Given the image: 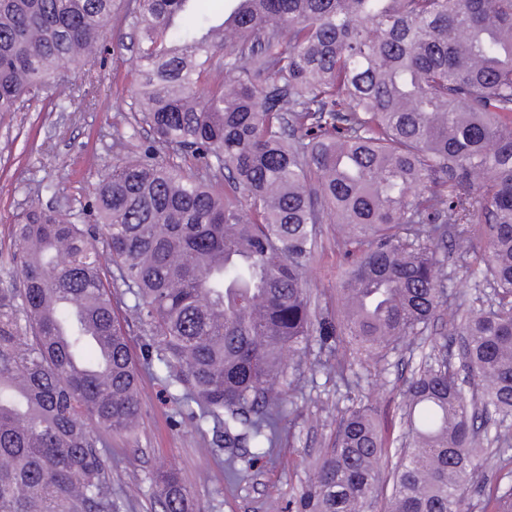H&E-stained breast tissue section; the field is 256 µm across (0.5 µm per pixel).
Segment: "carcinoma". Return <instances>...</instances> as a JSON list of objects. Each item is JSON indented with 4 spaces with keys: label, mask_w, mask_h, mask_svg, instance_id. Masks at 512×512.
I'll list each match as a JSON object with an SVG mask.
<instances>
[{
    "label": "carcinoma",
    "mask_w": 512,
    "mask_h": 512,
    "mask_svg": "<svg viewBox=\"0 0 512 512\" xmlns=\"http://www.w3.org/2000/svg\"><path fill=\"white\" fill-rule=\"evenodd\" d=\"M131 0L136 111L164 164L107 161L84 210L32 204L0 288V512H115L107 434L141 416L124 324L197 431L272 448L287 360L345 341L336 375L412 348L448 316L401 395L392 450L355 398L299 499L303 512H512V0ZM114 0H0V114L60 69L89 76ZM206 175H201L200 170ZM241 195L246 204L230 197ZM349 267L341 308L304 276L321 216ZM483 224L486 243L473 242ZM454 247L490 289L448 301ZM112 261L101 262L100 248ZM163 512H194L172 471Z\"/></svg>",
    "instance_id": "carcinoma-1"
}]
</instances>
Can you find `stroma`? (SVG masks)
Segmentation results:
<instances>
[{"label": "stroma", "mask_w": 512, "mask_h": 512, "mask_svg": "<svg viewBox=\"0 0 512 512\" xmlns=\"http://www.w3.org/2000/svg\"><path fill=\"white\" fill-rule=\"evenodd\" d=\"M98 83L89 87L83 73L69 70L79 102L62 112L48 100L32 98L26 111L0 121V286L15 272L13 226L31 203L64 209L86 202L102 165L110 158L136 160L151 154L156 162L175 157L170 145L151 143L133 134L139 115L130 108L126 85L136 66L124 10L95 52ZM325 250L306 276L321 304L336 305V288L344 253L334 239L336 226L324 216L320 226ZM428 345L400 351L383 372L372 364L356 367L351 384L335 372H311L307 360H295L286 390L278 441L264 456L252 449L228 451L217 446L213 432L181 425L176 404L163 382L140 365L142 418L131 433L109 436L112 492L119 512H162L153 484L158 471L178 472L191 492L197 512H295L294 503L311 483L317 460L330 446L337 419L352 398L369 397L389 439L399 437L400 394Z\"/></svg>", "instance_id": "stroma-1"}]
</instances>
